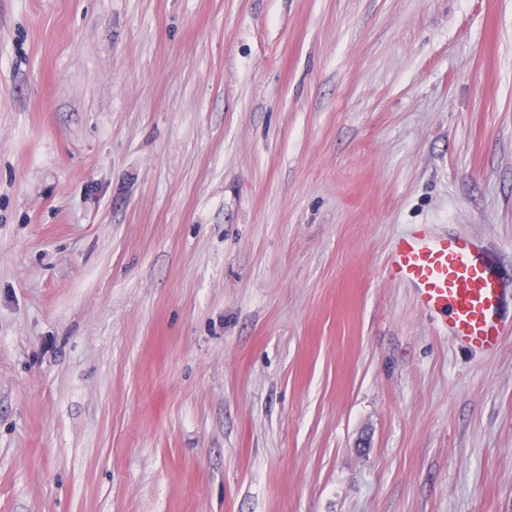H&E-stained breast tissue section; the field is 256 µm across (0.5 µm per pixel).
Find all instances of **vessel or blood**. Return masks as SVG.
Returning <instances> with one entry per match:
<instances>
[{
	"label": "vessel or blood",
	"instance_id": "1",
	"mask_svg": "<svg viewBox=\"0 0 512 512\" xmlns=\"http://www.w3.org/2000/svg\"><path fill=\"white\" fill-rule=\"evenodd\" d=\"M387 266L392 279L412 288L423 313L440 316L450 339L486 354L499 350L502 290L475 238L415 227L393 242Z\"/></svg>",
	"mask_w": 512,
	"mask_h": 512
}]
</instances>
